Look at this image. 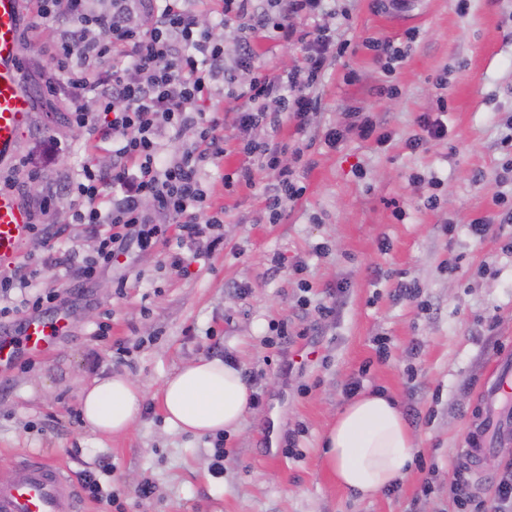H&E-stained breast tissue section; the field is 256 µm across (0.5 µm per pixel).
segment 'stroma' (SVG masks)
Here are the masks:
<instances>
[{
  "mask_svg": "<svg viewBox=\"0 0 512 512\" xmlns=\"http://www.w3.org/2000/svg\"><path fill=\"white\" fill-rule=\"evenodd\" d=\"M327 6L326 34L340 51L322 79L315 123L346 136L310 151L312 166L300 174L305 191L280 223L259 221L275 171L259 172L255 187L225 191V174L246 161L235 116L225 113L227 152L204 176L211 201L224 208L223 248L185 275L167 262L175 242L133 251L81 294L66 293L67 272L54 259L94 257L97 236L67 223L71 199L62 188L89 161L109 169L112 143L89 145L68 122L69 100L48 89L59 27L44 23L22 36L32 114L21 152L50 143L59 160L37 181L22 170L13 177L26 204L53 195L42 220L65 227L51 241L29 239L22 259L37 285L61 289L70 333L46 356L0 370V469L37 456L65 464L77 480L109 460L102 483L119 493L125 512H458L448 484L476 390L492 358L512 350V223H496L494 201L512 194L503 168L512 151L501 145L512 131V0H406L398 11L383 0ZM369 38L392 41L399 58L386 62L366 47ZM358 112L381 116L389 140L350 134ZM426 114L441 117L448 134L410 151L405 143ZM479 219L494 222L481 241L469 232ZM298 263L306 267L300 276ZM119 273L128 277L121 296ZM402 282L417 283L416 299L395 296ZM339 284L344 306L319 319V304ZM281 320L291 340L268 345ZM103 321L110 330L101 337ZM216 342L253 372L259 398L240 428L225 433L219 474L211 469L214 435L173 428L156 399L170 375L209 356ZM287 360L294 367L286 375ZM105 374L127 375L146 394L139 418L118 436L93 432L81 418L82 390ZM355 380L409 414L415 448L395 493L360 497L325 465L322 437ZM145 481L153 486L147 498L135 493Z\"/></svg>",
  "mask_w": 512,
  "mask_h": 512,
  "instance_id": "35a3bbf8",
  "label": "stroma"
}]
</instances>
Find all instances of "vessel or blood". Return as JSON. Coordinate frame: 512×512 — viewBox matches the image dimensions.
Masks as SVG:
<instances>
[{"label":"vessel or blood","instance_id":"1","mask_svg":"<svg viewBox=\"0 0 512 512\" xmlns=\"http://www.w3.org/2000/svg\"><path fill=\"white\" fill-rule=\"evenodd\" d=\"M20 6V0H0V163L17 158L31 112L18 56ZM31 222L20 196L0 190V268L20 257ZM68 330L61 314L29 317L17 334L0 330V368L12 365L21 350L32 357L50 353ZM490 371L492 377L480 391L477 422L468 429L461 450L473 467L487 454L512 446V354H497ZM0 512H82L80 489L63 465L27 459L0 472Z\"/></svg>","mask_w":512,"mask_h":512}]
</instances>
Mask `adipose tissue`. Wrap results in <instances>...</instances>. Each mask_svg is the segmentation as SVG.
Segmentation results:
<instances>
[{
    "instance_id": "adipose-tissue-1",
    "label": "adipose tissue",
    "mask_w": 512,
    "mask_h": 512,
    "mask_svg": "<svg viewBox=\"0 0 512 512\" xmlns=\"http://www.w3.org/2000/svg\"><path fill=\"white\" fill-rule=\"evenodd\" d=\"M144 400V392L129 378H98L81 395V413L92 430L118 435L136 421ZM159 403L168 424L205 435L240 427L252 400L238 367L218 358H201L165 381ZM413 447L398 402L383 392L369 391L337 415L324 437V458L339 485L369 497L401 477Z\"/></svg>"
}]
</instances>
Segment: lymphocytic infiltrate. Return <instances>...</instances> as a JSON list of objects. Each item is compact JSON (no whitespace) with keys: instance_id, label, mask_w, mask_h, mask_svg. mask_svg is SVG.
<instances>
[{"instance_id":"obj_1","label":"lymphocytic infiltrate","mask_w":512,"mask_h":512,"mask_svg":"<svg viewBox=\"0 0 512 512\" xmlns=\"http://www.w3.org/2000/svg\"><path fill=\"white\" fill-rule=\"evenodd\" d=\"M32 3L31 24L51 21L62 29L55 88L73 104L71 126L87 141L112 140L111 168L85 165L65 187L73 198L71 223L108 227L98 237L95 257L71 264V285L94 280L129 246H155L172 228L180 249L170 254L169 265L177 272H187L188 257H200V239H207L211 251L223 245L218 229L224 210L213 205L202 179L205 166L224 157L223 111L235 113L241 151L249 159L225 176V189L252 187L256 172L276 171L262 211L269 224L279 223L287 203L302 196L296 169L282 165L281 156L290 150L303 159L309 144L290 148L275 139L258 140L257 133L277 129L285 117L296 134H307L318 105L316 89L331 63L326 0H214L208 10L221 26L243 24L305 49L298 69L269 73L257 65L252 40H241L231 74L223 38L201 25L189 0H112L111 8L101 11L92 0ZM297 17L311 20L312 29L295 27ZM191 128L192 145L169 152V143ZM107 184L120 196L103 210L98 200ZM186 247L191 256L183 255ZM32 278L21 267L0 273L1 319L59 309V289L32 291ZM451 488L461 512H512V463L486 497H478L460 466Z\"/></svg>"}]
</instances>
